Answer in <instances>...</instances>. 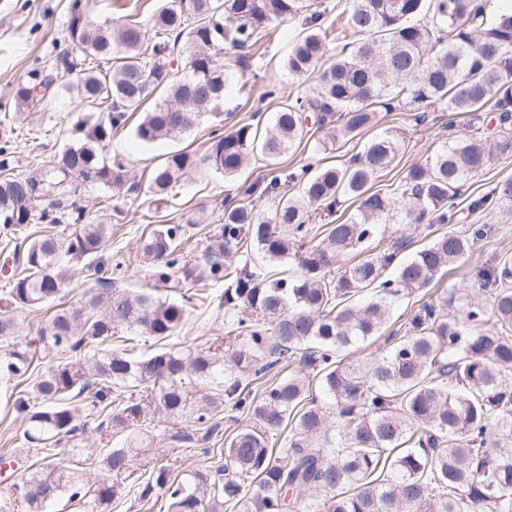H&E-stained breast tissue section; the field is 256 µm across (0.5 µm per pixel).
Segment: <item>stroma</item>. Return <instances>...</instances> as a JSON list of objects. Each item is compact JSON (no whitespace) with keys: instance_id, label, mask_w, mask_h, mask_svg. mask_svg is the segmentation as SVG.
<instances>
[{"instance_id":"35a3bbf8","label":"stroma","mask_w":512,"mask_h":512,"mask_svg":"<svg viewBox=\"0 0 512 512\" xmlns=\"http://www.w3.org/2000/svg\"><path fill=\"white\" fill-rule=\"evenodd\" d=\"M70 3L71 0H0V102L8 98L12 85L25 77L35 57L50 56L59 44L66 42ZM300 31V20L285 21L260 34L257 47L226 48L224 63L230 86L224 94V106L218 113L203 117L189 135L143 145L135 140L132 127L118 130L107 154L123 159L130 180L139 185L137 191L86 188L79 193L77 201L88 209L94 223L112 227V237L101 257L108 264L122 263L120 287L131 292L150 291L184 305L186 317L177 334L171 337V344L203 348L214 338L226 335L229 326L221 304L224 285L219 282L196 291L178 269L172 270L167 284H158L152 268L142 258L144 239L158 225H182L187 238L185 261L191 264L202 261L207 233L223 224L225 207L241 200L248 186L263 181L270 168L263 158L256 156L233 179L212 169L196 171L180 181L171 197L161 201L147 191L150 170L169 153L186 147L203 150L214 125L232 131L251 122L256 108L270 114L288 98L303 94L310 85L309 80L292 76L286 68L289 48ZM79 114L76 102L69 97L53 99L33 112H0V121L20 129L17 173L25 174L46 165L49 157L66 143L71 124ZM447 123L448 115L444 112H428L425 123L418 127L412 126L406 109L378 113L375 131L402 128L406 149L399 166L376 180V188L385 192L395 189L408 167L424 161L447 139ZM360 148V143L352 141L335 152L325 153L312 138L280 157L275 167L289 170L317 161L341 165L348 163ZM472 222L487 225L486 238L477 241L472 253L440 278L438 289L465 286L472 295H480L475 278L478 267L495 256L512 254L511 213L496 209L473 216ZM30 389L27 380L0 384V457L18 452L33 463L40 459L36 451L26 447L22 438L24 425L14 409L16 400ZM235 426L231 415H224L220 430L208 447L194 444L177 454L158 457L157 462L166 466L175 478L188 470L216 466L224 450V440ZM150 473V466H138L125 480L122 496L113 499L109 512H166V500L161 494L145 500L140 497Z\"/></svg>"}]
</instances>
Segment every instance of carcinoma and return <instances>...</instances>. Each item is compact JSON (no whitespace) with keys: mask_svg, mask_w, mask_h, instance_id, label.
<instances>
[{"mask_svg":"<svg viewBox=\"0 0 512 512\" xmlns=\"http://www.w3.org/2000/svg\"><path fill=\"white\" fill-rule=\"evenodd\" d=\"M343 14L360 41L324 64L334 21L315 0H164L147 27L99 22L86 2L71 7L69 47L49 65H32L12 89L8 105L19 112L74 92L80 111L97 113L77 121L63 150L25 176L13 173L15 128H0V234L14 242L22 266L0 306V380L26 376L35 360L42 365L32 396L15 404L25 444L42 451L20 487L25 512H47L59 496L80 512H105L151 444L142 423L157 414L186 418L208 439L227 406L245 418L224 439V462L177 481L155 470L142 497L162 489L168 512H512V257L476 271L485 298L444 290L400 336L389 332L391 303L432 288L487 230L443 231L402 259L408 243L387 240L382 227L397 217L430 226L459 219L468 180L512 156V11L490 17L487 0H350ZM299 18L304 29L287 68L314 76L308 91L263 130L214 129L203 151L168 156L151 174L153 196H170L193 170L232 177L258 153L274 162L301 143L310 119L325 132L322 146L343 147L397 101L417 125L430 108L448 113L450 130L459 116L488 107L501 134L489 141L473 126L449 136L408 168L394 196L373 182L403 157L406 136L397 127L369 138L349 164L303 165L250 186L246 202L224 211L209 236L204 265L182 266L204 288L227 283L231 335L223 343L142 357L102 348L118 328L167 339L185 309L114 287L101 264L83 306L57 310L38 339L26 340L17 313L60 300L71 264L109 240L110 225L93 223L71 194L127 184L123 160L104 154L112 132L141 111L134 136L145 145L189 133L224 99V46L251 47L272 23ZM60 67L78 76L76 85L58 76ZM263 197L278 199L270 216L258 209ZM342 197L357 202L355 212L315 240L312 215L331 216ZM489 208L512 212L511 178L471 200L467 213ZM37 219L69 233L30 239L25 231ZM183 242L179 224H161L146 239L143 256L159 281L179 264ZM243 247L265 261L292 257L299 273L273 280L261 266L241 267L234 251ZM380 338L384 347L365 361L345 362L348 349ZM262 378L257 394L251 383ZM85 395L90 404H74ZM82 412L105 416L124 433L121 443L90 447ZM63 442L68 458L58 459ZM93 457L102 472L90 482L80 466Z\"/></svg>","mask_w":512,"mask_h":512,"instance_id":"obj_1","label":"carcinoma"}]
</instances>
